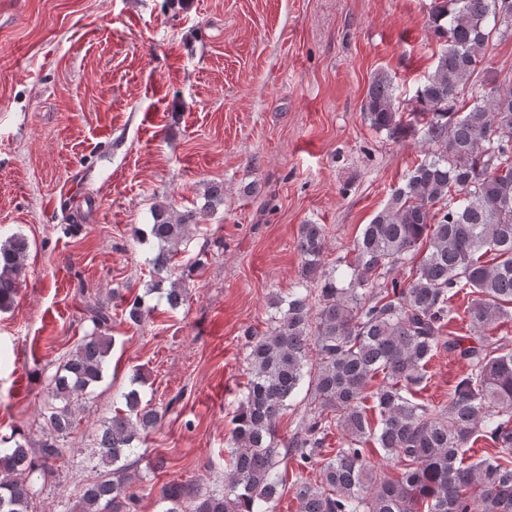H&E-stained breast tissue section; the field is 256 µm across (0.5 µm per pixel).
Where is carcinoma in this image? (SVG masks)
I'll list each match as a JSON object with an SVG mask.
<instances>
[{"instance_id": "carcinoma-1", "label": "carcinoma", "mask_w": 512, "mask_h": 512, "mask_svg": "<svg viewBox=\"0 0 512 512\" xmlns=\"http://www.w3.org/2000/svg\"><path fill=\"white\" fill-rule=\"evenodd\" d=\"M431 23L443 48L413 97V118L396 107L384 73L373 77L363 107L377 131L420 135L424 159L364 225L352 258L325 269L324 225H301L302 282L272 299L266 330L245 332L248 381L232 419L224 491L172 482L159 493L162 512H267L287 486L291 455L301 468L319 467L318 482L296 483L299 512H512V348L488 335L512 319V84H476L490 37L512 36V0H434ZM204 199L183 212L151 210L147 262L156 280L145 294L169 281L164 297L173 310L186 302L199 260L178 265L176 279L172 261L190 226L224 202L223 188L208 187ZM29 248L22 235L0 240V310L14 303ZM404 264L408 276H393ZM460 293L470 297L471 336L445 333ZM151 311L140 295L125 300L129 324ZM86 318L91 331L47 385L46 440L30 448L13 434L0 438V512H31L50 463L64 456L59 441L76 405L104 378L112 312L90 301ZM440 349L468 368L448 403L435 405L415 394ZM306 377L314 408L280 444L279 421ZM123 400L100 424L99 472L82 487L77 512H136L148 491L136 485L130 456L166 411L142 404L136 388ZM333 425L345 442L328 457ZM479 439L492 452L466 461L467 445ZM368 444L401 467L397 478L367 460Z\"/></svg>"}]
</instances>
